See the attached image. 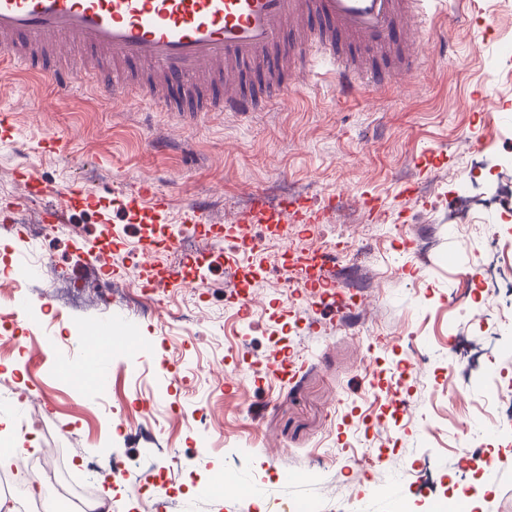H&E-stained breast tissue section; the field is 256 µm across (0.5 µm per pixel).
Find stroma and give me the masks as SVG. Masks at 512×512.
Returning <instances> with one entry per match:
<instances>
[{
    "instance_id": "stroma-1",
    "label": "stroma",
    "mask_w": 512,
    "mask_h": 512,
    "mask_svg": "<svg viewBox=\"0 0 512 512\" xmlns=\"http://www.w3.org/2000/svg\"><path fill=\"white\" fill-rule=\"evenodd\" d=\"M421 69L385 90L341 95L322 58L264 112L179 115L58 93L19 71L0 80V271L44 272L0 292V443L81 473H124L123 512H141L157 460L176 455L156 512H427L475 486L473 512H512V338L495 324L449 332L453 302L489 262L497 227L448 225L474 143L512 156V0H446L422 18ZM34 174L43 193L30 191ZM150 185L164 211L132 212ZM89 196L73 204L74 193ZM304 200L311 226L231 238L253 197ZM49 204L64 221L31 235L10 210ZM203 206L200 266L169 247ZM331 254L341 307L298 292L302 262ZM186 288L143 317L119 297L166 271ZM251 305H244V298ZM23 315H16V308ZM192 322H184V313ZM123 321L141 355L112 354L104 389L75 392L61 358L87 354L94 326ZM289 352L293 375L272 366ZM460 397L449 406L448 391ZM399 392L391 405L387 395ZM496 457L495 472L475 461ZM226 473L234 489L213 492Z\"/></svg>"
}]
</instances>
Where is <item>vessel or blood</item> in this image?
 Segmentation results:
<instances>
[{"mask_svg": "<svg viewBox=\"0 0 512 512\" xmlns=\"http://www.w3.org/2000/svg\"><path fill=\"white\" fill-rule=\"evenodd\" d=\"M423 0H0V53L15 67L42 72L57 92L77 80L91 82L104 96L120 94L155 99L160 86L179 88L190 78L215 80L223 94L200 102H167L170 112H259L277 104L278 89L250 92L237 85L240 71L257 64L277 69L280 58L293 55L291 34L304 37L322 56L335 62L336 85L351 95L363 82L392 84L388 69H368L342 52L345 41L383 49L393 36L415 43L413 26ZM321 27H313V20ZM82 51L110 63V70L78 72L43 61L61 48ZM296 201L285 198L243 212L240 224L279 229L296 217ZM317 272L306 283L317 297L340 295V281L327 276L331 263L319 254ZM94 347H128L131 336L101 329Z\"/></svg>", "mask_w": 512, "mask_h": 512, "instance_id": "1", "label": "vessel or blood"}]
</instances>
